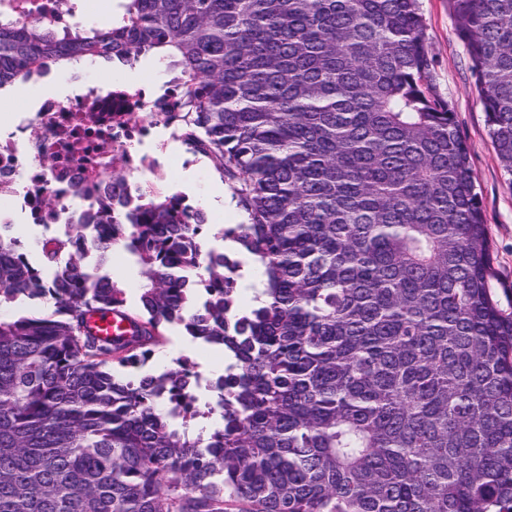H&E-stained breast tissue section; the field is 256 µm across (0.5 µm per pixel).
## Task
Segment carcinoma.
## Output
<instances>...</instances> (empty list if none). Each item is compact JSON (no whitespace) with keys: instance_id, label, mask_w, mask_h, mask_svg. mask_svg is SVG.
<instances>
[{"instance_id":"carcinoma-1","label":"carcinoma","mask_w":512,"mask_h":512,"mask_svg":"<svg viewBox=\"0 0 512 512\" xmlns=\"http://www.w3.org/2000/svg\"><path fill=\"white\" fill-rule=\"evenodd\" d=\"M450 2L512 176V0ZM123 10L67 34L0 15V91L171 59L182 133L246 214L238 253L157 190L99 201L37 266L0 226V306L53 307L0 317V512H512V312L418 0ZM116 245L141 267L135 308L97 272ZM242 255L264 277L246 310ZM115 309L134 335L89 329ZM169 325L227 352L224 373L142 371Z\"/></svg>"}]
</instances>
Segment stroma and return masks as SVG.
Wrapping results in <instances>:
<instances>
[{
  "label": "stroma",
  "instance_id": "obj_1",
  "mask_svg": "<svg viewBox=\"0 0 512 512\" xmlns=\"http://www.w3.org/2000/svg\"><path fill=\"white\" fill-rule=\"evenodd\" d=\"M419 5L434 57L431 83L436 95L453 106L457 129L469 147L496 272L492 286L507 309L512 307V177L502 167L489 137L467 46L458 34L448 0H419Z\"/></svg>",
  "mask_w": 512,
  "mask_h": 512
}]
</instances>
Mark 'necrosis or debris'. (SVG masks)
<instances>
[{"label":"necrosis or debris","instance_id":"1","mask_svg":"<svg viewBox=\"0 0 512 512\" xmlns=\"http://www.w3.org/2000/svg\"><path fill=\"white\" fill-rule=\"evenodd\" d=\"M181 92L177 86L157 95L146 79L105 86L90 72L78 93L44 99L0 135V225L21 213L41 237L58 236L99 200L118 205L151 192L168 179L174 160L155 152L147 116L172 109ZM116 160L128 173L117 196L109 177Z\"/></svg>","mask_w":512,"mask_h":512}]
</instances>
